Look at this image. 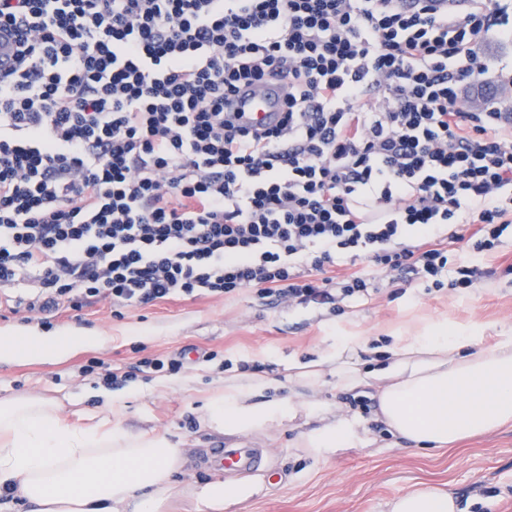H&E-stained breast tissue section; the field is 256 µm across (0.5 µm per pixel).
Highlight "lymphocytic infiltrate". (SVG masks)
<instances>
[{"label": "lymphocytic infiltrate", "mask_w": 512, "mask_h": 512, "mask_svg": "<svg viewBox=\"0 0 512 512\" xmlns=\"http://www.w3.org/2000/svg\"><path fill=\"white\" fill-rule=\"evenodd\" d=\"M0 289L14 311L381 280L463 291L512 229V112L465 98L512 0H0ZM285 84L277 124L225 104Z\"/></svg>", "instance_id": "f902f5d3"}]
</instances>
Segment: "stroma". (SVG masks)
Wrapping results in <instances>:
<instances>
[{
    "instance_id": "35a3bbf8",
    "label": "stroma",
    "mask_w": 512,
    "mask_h": 512,
    "mask_svg": "<svg viewBox=\"0 0 512 512\" xmlns=\"http://www.w3.org/2000/svg\"><path fill=\"white\" fill-rule=\"evenodd\" d=\"M512 239L499 257L483 261L467 294L455 291L425 293L407 286L392 295L384 285L374 299L351 304L346 314L325 307L268 304L250 291L228 298L173 299L124 311L114 317L109 301L82 311L49 314L48 325L24 314L0 317V336L31 326L43 336L65 331L99 332L111 345L81 351L60 364L0 362V399L27 395L55 400L68 419L77 414L100 416L105 411L98 393L104 384L98 374L86 373L91 362L122 372L132 370L150 355L183 357L172 386L159 377L139 379L120 390L122 400L112 418L132 430L165 437L184 451L178 479L190 487L219 476L215 453L222 448H259L264 462L276 473L267 481L260 473L243 474L258 491L244 512H389L390 502L425 485L449 490L459 512H512V423L443 449L423 448L384 429L375 415L363 416L369 441L315 456L300 448L306 430L305 414L264 431L218 433L203 425L213 394L226 381L265 379L269 398H288L295 406L310 399L352 409L347 396L375 399L365 385L342 390L336 385L335 357L356 366L361 377L372 378L407 337L444 323L493 346L498 334L512 329ZM215 360L204 361V352ZM245 360L256 372L224 370L221 360ZM320 366L318 379L307 371Z\"/></svg>"
}]
</instances>
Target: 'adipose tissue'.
I'll return each mask as SVG.
<instances>
[{
	"instance_id": "1",
	"label": "adipose tissue",
	"mask_w": 512,
	"mask_h": 512,
	"mask_svg": "<svg viewBox=\"0 0 512 512\" xmlns=\"http://www.w3.org/2000/svg\"><path fill=\"white\" fill-rule=\"evenodd\" d=\"M105 335L41 336L27 330L0 337V361L56 364L86 348L111 344ZM378 416L397 436L440 448L512 421V330L495 348L444 325L409 337L379 375ZM262 380L232 382L211 403L208 427L250 433L295 417L290 401L261 397ZM318 427L299 445L325 455L363 443L367 431L354 417L310 403ZM180 449L167 439L131 432L111 418L68 423L55 401L19 396L0 400V491L28 512H162L177 492ZM247 483L216 478L192 490L198 512H235L254 495ZM391 512H457L452 493L422 489L404 495Z\"/></svg>"
}]
</instances>
